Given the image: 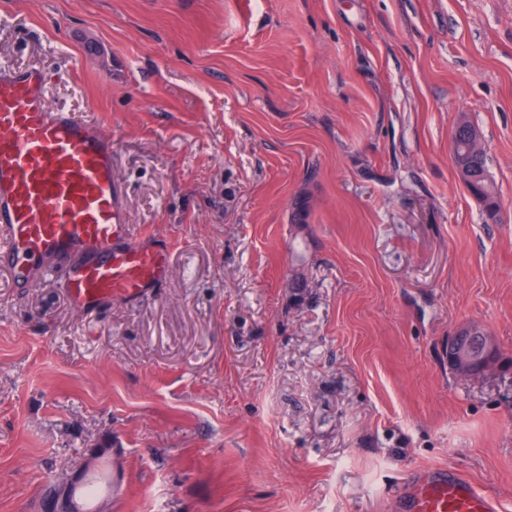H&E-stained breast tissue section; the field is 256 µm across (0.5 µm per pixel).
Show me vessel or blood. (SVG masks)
<instances>
[{"label":"vessel or blood","instance_id":"vessel-or-blood-1","mask_svg":"<svg viewBox=\"0 0 512 512\" xmlns=\"http://www.w3.org/2000/svg\"><path fill=\"white\" fill-rule=\"evenodd\" d=\"M58 266L83 314L149 296L171 273L167 245L134 240L112 175V140L88 116L50 104L37 67L0 68V267L16 283ZM395 512H503L460 472H416Z\"/></svg>","mask_w":512,"mask_h":512}]
</instances>
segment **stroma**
Masks as SVG:
<instances>
[{"label":"stroma","instance_id":"stroma-1","mask_svg":"<svg viewBox=\"0 0 512 512\" xmlns=\"http://www.w3.org/2000/svg\"><path fill=\"white\" fill-rule=\"evenodd\" d=\"M1 64L111 131L173 274L89 317L0 270V512L92 458L103 512H392L436 465L512 512V0H0ZM475 133L478 134L477 130L467 120L461 119L452 138L453 154L456 162H462L473 177H478L476 184L479 185L481 192L478 197L482 199L483 204H486V212L493 219L496 215L494 208L497 206L496 191L488 173L486 153L481 144L475 143L473 138ZM458 162L455 163L457 171L459 170ZM451 363L460 376L472 377L488 370L497 358L492 336L475 325L463 327L448 344Z\"/></svg>","mask_w":512,"mask_h":512}]
</instances>
